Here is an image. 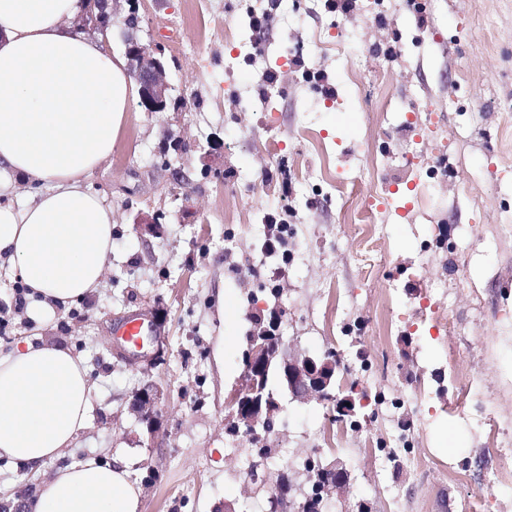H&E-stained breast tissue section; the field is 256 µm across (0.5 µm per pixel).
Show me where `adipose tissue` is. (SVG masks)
Segmentation results:
<instances>
[{"label": "adipose tissue", "mask_w": 512, "mask_h": 512, "mask_svg": "<svg viewBox=\"0 0 512 512\" xmlns=\"http://www.w3.org/2000/svg\"><path fill=\"white\" fill-rule=\"evenodd\" d=\"M84 0H0V260L30 288L28 317L102 288L112 266V208L88 183L112 149L136 90L128 61L76 31ZM94 381L71 349L21 340L0 352V454L15 466L55 463L89 417ZM126 465L97 457L57 467L29 512H138Z\"/></svg>", "instance_id": "ef3b65f1"}]
</instances>
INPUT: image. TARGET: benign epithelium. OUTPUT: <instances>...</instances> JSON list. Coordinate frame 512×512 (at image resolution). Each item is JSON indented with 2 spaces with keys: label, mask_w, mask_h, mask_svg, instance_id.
Masks as SVG:
<instances>
[{
  "label": "benign epithelium",
  "mask_w": 512,
  "mask_h": 512,
  "mask_svg": "<svg viewBox=\"0 0 512 512\" xmlns=\"http://www.w3.org/2000/svg\"><path fill=\"white\" fill-rule=\"evenodd\" d=\"M111 17L112 0H98V14L83 15L80 25L103 31L105 22ZM125 46L131 74L140 85L141 105L148 112L166 111L170 85L166 80L164 61L157 55V50L142 44L130 30L125 36ZM147 321L148 335L142 340L146 349L131 352L117 342L113 344L112 354L119 362L135 366L142 361L155 363L161 358L163 343L157 321L151 315L147 316ZM279 327L280 320L275 318L271 327L254 338L250 359L241 373L237 389L225 402V412L237 431L251 437L267 431L281 409L280 403L264 396L261 389L262 377L272 367L282 370L292 397L334 402L340 411H354V406L347 405V400L338 399L332 393L335 371L331 358L327 355L321 358H289L277 336ZM158 400V390L151 385L138 389L131 400L133 410L147 422L154 438L158 437Z\"/></svg>",
  "instance_id": "7a95c632"
}]
</instances>
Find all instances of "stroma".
Returning a JSON list of instances; mask_svg holds the SVG:
<instances>
[{
    "label": "stroma",
    "instance_id": "obj_1",
    "mask_svg": "<svg viewBox=\"0 0 512 512\" xmlns=\"http://www.w3.org/2000/svg\"><path fill=\"white\" fill-rule=\"evenodd\" d=\"M267 0H122L105 40L124 51L123 20L156 46L183 112L131 109L91 187L112 208V271L45 327L13 307L0 352L41 335L92 370L90 419L62 458L123 459L139 512H266L258 474L299 460L345 463L328 512H512V0H356L347 15L279 0L264 45L250 42ZM302 51L334 76L323 97L290 63ZM277 74L259 93L262 73ZM279 142L277 154L260 142ZM175 140L190 152L170 150ZM290 169L288 254H269L274 174ZM187 182H180L179 174ZM379 208V238L358 218ZM279 288L271 298L270 288ZM276 305L290 356H336L335 391L360 396L345 433L316 400L281 392L272 447L230 434L224 401L243 371L251 314ZM447 320H440L437 309ZM162 318L165 359L129 368L112 329L135 312ZM153 382L164 433L151 442L129 407ZM397 449L391 462L387 449ZM54 464L14 469L0 454V506L37 493Z\"/></svg>",
    "mask_w": 512,
    "mask_h": 512
}]
</instances>
